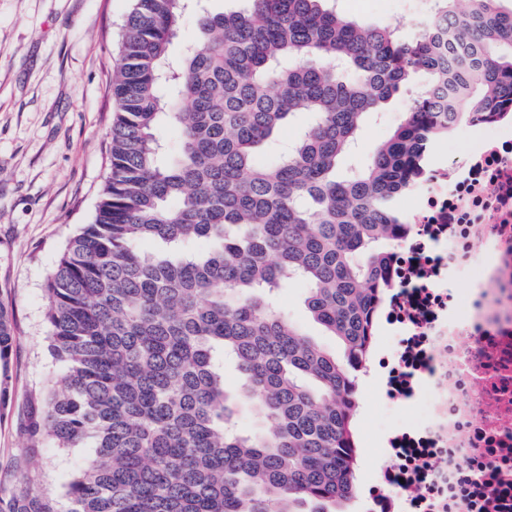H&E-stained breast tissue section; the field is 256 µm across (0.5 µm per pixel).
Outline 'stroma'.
<instances>
[{
	"mask_svg": "<svg viewBox=\"0 0 512 512\" xmlns=\"http://www.w3.org/2000/svg\"><path fill=\"white\" fill-rule=\"evenodd\" d=\"M131 0H0V302L12 310L17 343L8 368L9 408L0 414V476L26 447L19 419L49 380L64 369L46 351L47 276L60 251L94 217L109 175L110 129L116 104L112 73ZM342 13L370 24L391 23L414 33L426 18L404 0H338ZM409 105L396 94L360 131L361 146L346 157L365 167ZM302 284L277 296L307 335L336 350L305 311ZM386 417L365 407L357 435L365 441L358 481L375 485L377 438ZM91 451L46 446L33 477L54 488Z\"/></svg>",
	"mask_w": 512,
	"mask_h": 512,
	"instance_id": "35a3bbf8",
	"label": "stroma"
}]
</instances>
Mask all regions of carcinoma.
<instances>
[{
    "instance_id": "1",
    "label": "carcinoma",
    "mask_w": 512,
    "mask_h": 512,
    "mask_svg": "<svg viewBox=\"0 0 512 512\" xmlns=\"http://www.w3.org/2000/svg\"><path fill=\"white\" fill-rule=\"evenodd\" d=\"M456 2L434 0L410 38L336 0H133L110 174L46 282L47 348L65 375L26 428L93 453L54 489L18 456L0 512H353L355 385L407 223L397 202L430 143L512 103V0ZM191 9L201 40L174 61ZM403 89L402 121L362 171L341 173L365 118ZM302 111L312 123L288 150L260 153ZM292 280L341 358L273 308ZM16 342L0 302V411ZM244 408L259 418L247 434Z\"/></svg>"
}]
</instances>
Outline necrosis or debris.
<instances>
[{"label": "necrosis or debris", "instance_id": "4bbe7bcc", "mask_svg": "<svg viewBox=\"0 0 512 512\" xmlns=\"http://www.w3.org/2000/svg\"><path fill=\"white\" fill-rule=\"evenodd\" d=\"M412 183L369 335L394 417L366 512H512V122Z\"/></svg>", "mask_w": 512, "mask_h": 512}]
</instances>
